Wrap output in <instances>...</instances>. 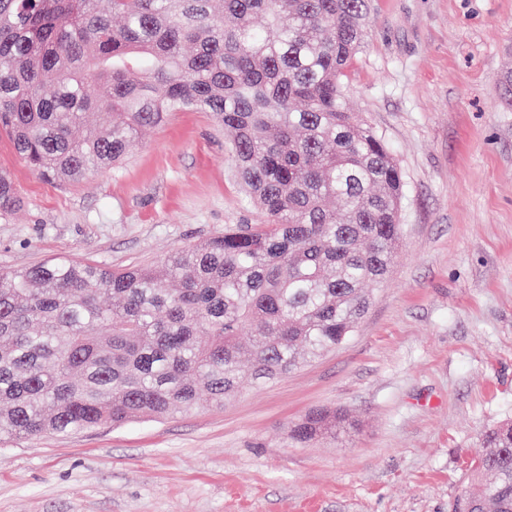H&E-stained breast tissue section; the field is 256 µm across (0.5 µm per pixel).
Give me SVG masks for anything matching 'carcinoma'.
<instances>
[{"label": "carcinoma", "instance_id": "1", "mask_svg": "<svg viewBox=\"0 0 512 512\" xmlns=\"http://www.w3.org/2000/svg\"><path fill=\"white\" fill-rule=\"evenodd\" d=\"M367 13V0H0V133L31 168L79 182L172 113L209 112L262 214L154 265L0 271L1 439L185 412L203 391L222 405L244 378L350 339L390 272L405 189L347 109ZM21 203L0 169V219ZM350 427L315 410L290 435ZM482 443L450 512H512V422Z\"/></svg>", "mask_w": 512, "mask_h": 512}]
</instances>
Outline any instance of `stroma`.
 I'll use <instances>...</instances> for the list:
<instances>
[{
  "label": "stroma",
  "instance_id": "1",
  "mask_svg": "<svg viewBox=\"0 0 512 512\" xmlns=\"http://www.w3.org/2000/svg\"><path fill=\"white\" fill-rule=\"evenodd\" d=\"M367 27L343 82L406 197L349 342L221 407L0 443V512H448L482 432L512 419V0H369ZM0 168L24 200L0 220L3 271L150 265L261 220L207 112L173 113L77 184L1 135ZM319 407L356 424L292 440Z\"/></svg>",
  "mask_w": 512,
  "mask_h": 512
}]
</instances>
